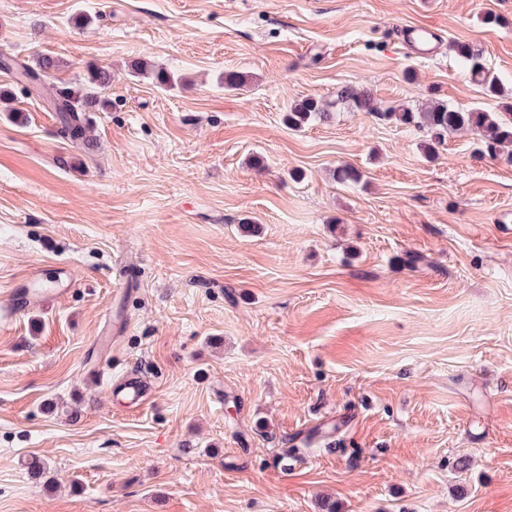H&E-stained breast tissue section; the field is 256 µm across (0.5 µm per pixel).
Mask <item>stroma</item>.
<instances>
[{"mask_svg": "<svg viewBox=\"0 0 512 512\" xmlns=\"http://www.w3.org/2000/svg\"><path fill=\"white\" fill-rule=\"evenodd\" d=\"M456 40L512 87V0H0V56L57 57L47 86L112 70L90 150L0 70V512H512V156L284 121L348 84L496 109ZM402 41L411 51L424 55L433 56L436 52L435 44L431 46L432 41H435L436 33L432 30L421 27H409L402 30ZM116 393L125 400L126 407L133 412L143 410L150 402L148 392L143 389L138 381H132L131 379H126L119 384Z\"/></svg>", "mask_w": 512, "mask_h": 512, "instance_id": "1", "label": "stroma"}]
</instances>
